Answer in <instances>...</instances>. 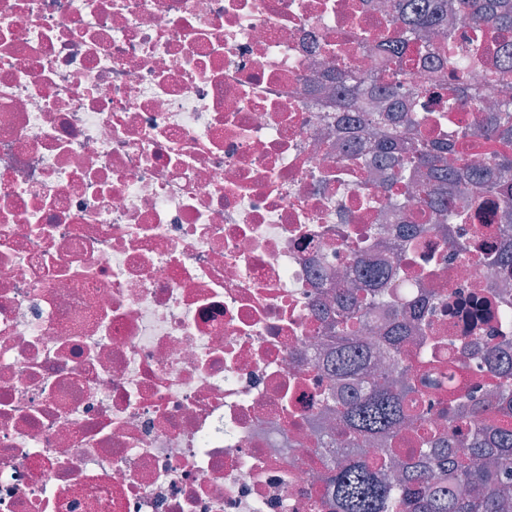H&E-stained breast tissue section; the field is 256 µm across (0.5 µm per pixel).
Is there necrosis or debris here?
Returning a JSON list of instances; mask_svg holds the SVG:
<instances>
[{
	"label": "necrosis or debris",
	"instance_id": "necrosis-or-debris-1",
	"mask_svg": "<svg viewBox=\"0 0 512 512\" xmlns=\"http://www.w3.org/2000/svg\"><path fill=\"white\" fill-rule=\"evenodd\" d=\"M0 0V512H335L322 429L336 299L362 257L419 319L490 288L512 226L433 230L405 183L347 143L336 60L403 0ZM501 34L455 32L482 99ZM395 82L431 137L477 159L447 56ZM465 243L453 251L449 237ZM512 324L416 357L424 426L449 392L512 381Z\"/></svg>",
	"mask_w": 512,
	"mask_h": 512
}]
</instances>
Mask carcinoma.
Returning <instances> with one entry per match:
<instances>
[{
    "label": "carcinoma",
    "mask_w": 512,
    "mask_h": 512,
    "mask_svg": "<svg viewBox=\"0 0 512 512\" xmlns=\"http://www.w3.org/2000/svg\"><path fill=\"white\" fill-rule=\"evenodd\" d=\"M466 21L490 25L509 35L512 43V0H407V8L394 21L397 35L373 42L375 55L399 63L410 41H420L436 51L448 48L455 26ZM336 103L345 112L365 107L377 113L386 132L374 141L373 154L389 177L418 187L420 199L428 208L431 221L443 226L453 219L462 221L468 212L479 209L486 198L495 195L502 210L509 211L512 199V154L493 152L480 162L457 154L448 143L432 142L420 148L417 137L419 118L398 116L397 89L392 81L382 83L378 93H368L351 72L336 70ZM471 135L512 143V101L501 103L495 112H482ZM416 149L412 167L400 164L399 155ZM450 190L460 194V205L453 215L440 206ZM355 287L349 293L372 294L375 304H385L381 284L386 270L355 260ZM421 327L406 316L391 334L383 337L387 353L401 376L412 373L406 359V343L421 335ZM336 383L351 395L336 398L337 437L350 445L370 443L391 437L412 427L422 416L417 412L416 390L372 377L367 371L363 343L354 336V327L336 322V354L330 361ZM512 387L493 390L488 399L452 394L441 408L448 419V439L470 448L462 456L413 455L399 459V449L382 448L376 462L354 455L329 467V485L336 501V512H512ZM435 472L448 476L445 488L428 489Z\"/></svg>",
    "instance_id": "carcinoma-1"
}]
</instances>
